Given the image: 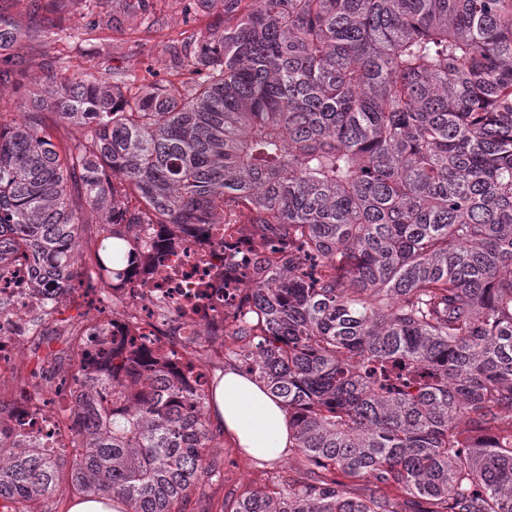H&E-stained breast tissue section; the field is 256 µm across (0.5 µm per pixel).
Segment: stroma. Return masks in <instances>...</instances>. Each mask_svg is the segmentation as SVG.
<instances>
[{
    "label": "stroma",
    "instance_id": "1",
    "mask_svg": "<svg viewBox=\"0 0 512 512\" xmlns=\"http://www.w3.org/2000/svg\"><path fill=\"white\" fill-rule=\"evenodd\" d=\"M56 11L39 10L31 14L24 0H0V11L12 17L17 27L29 30L33 24L55 25L50 38L36 40L23 38L17 53L26 62L27 80H44L49 74L71 76L92 73L116 81L133 75L147 78L149 72L180 82L189 79L188 69L174 70L168 64L167 46L173 39H183L192 33H203L214 28L219 20L220 6L199 4L192 20H184L180 0H156L157 24L143 30L135 24H127L124 30L115 31L107 26L111 14L129 11L128 0H56ZM98 20L100 26L89 30L88 21ZM44 346L23 355L24 364L38 368L40 376L52 374L53 361L45 354L53 350L61 353L62 365L76 368L77 358L65 353L58 338V322H46L43 326ZM224 478L208 483L204 496H191L187 512H205L206 508L219 506L224 498L241 491L243 487L262 489L266 477L262 465L247 459L232 444H225Z\"/></svg>",
    "mask_w": 512,
    "mask_h": 512
}]
</instances>
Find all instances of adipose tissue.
<instances>
[{
    "instance_id": "ef3b65f1",
    "label": "adipose tissue",
    "mask_w": 512,
    "mask_h": 512,
    "mask_svg": "<svg viewBox=\"0 0 512 512\" xmlns=\"http://www.w3.org/2000/svg\"><path fill=\"white\" fill-rule=\"evenodd\" d=\"M210 414L247 456L265 461L287 456L288 414L254 378L225 368L216 377Z\"/></svg>"
}]
</instances>
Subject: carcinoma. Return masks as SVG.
<instances>
[{
	"mask_svg": "<svg viewBox=\"0 0 512 512\" xmlns=\"http://www.w3.org/2000/svg\"><path fill=\"white\" fill-rule=\"evenodd\" d=\"M174 43L195 81L25 83L0 112V263L58 307L89 264L109 312L155 227L249 243L248 306L222 349L288 412L296 461L219 512H512V0H221ZM140 25L155 24L136 0ZM21 40L0 12V61ZM78 125L67 149L51 127ZM85 320L67 319L66 352ZM72 379L60 454L0 426V512L66 485L124 512H185L224 475L201 388L118 345ZM19 392L53 413L23 366ZM363 482L354 496L340 477Z\"/></svg>",
	"mask_w": 512,
	"mask_h": 512,
	"instance_id": "obj_1",
	"label": "carcinoma"
}]
</instances>
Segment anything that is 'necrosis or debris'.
I'll list each match as a JSON object with an SVG mask.
<instances>
[{
  "label": "necrosis or debris",
  "mask_w": 512,
  "mask_h": 512,
  "mask_svg": "<svg viewBox=\"0 0 512 512\" xmlns=\"http://www.w3.org/2000/svg\"><path fill=\"white\" fill-rule=\"evenodd\" d=\"M150 265L144 276L132 279L122 291L126 302L136 306V321L109 318L101 325L89 326L86 370L97 368L103 356L120 342L145 344L159 354L171 355L181 363V355L170 354V339L188 340L200 322H207L213 344H220L227 312L243 307L245 292L237 279L229 277L224 266V251L212 244L181 236L161 253L149 252ZM0 294L9 299V309L0 314V371L11 367L22 337H36L37 323L49 320L45 307L51 289L31 285L26 262L0 265ZM167 302L177 312L163 318L158 302ZM0 417L17 430L33 433L42 447L57 450L59 422L52 416L35 414L22 395L7 401Z\"/></svg>",
  "instance_id": "obj_1"
}]
</instances>
